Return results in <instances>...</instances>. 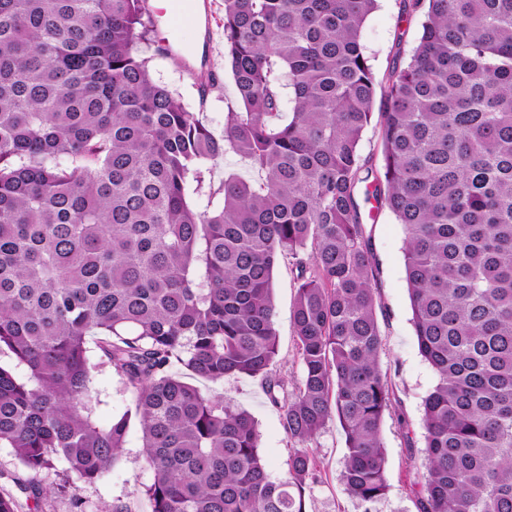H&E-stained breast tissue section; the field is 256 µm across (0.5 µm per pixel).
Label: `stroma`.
Returning a JSON list of instances; mask_svg holds the SVG:
<instances>
[{
    "label": "stroma",
    "mask_w": 512,
    "mask_h": 512,
    "mask_svg": "<svg viewBox=\"0 0 512 512\" xmlns=\"http://www.w3.org/2000/svg\"><path fill=\"white\" fill-rule=\"evenodd\" d=\"M212 46L215 70L222 83L221 92L210 93L207 100L198 97V85L186 72L178 57H161L145 49L150 57L155 81L168 86L181 100L203 105L207 124L215 136L224 133L228 110L239 107L234 84L224 70V0H214ZM419 16H407L402 0H378L362 29V42L376 76H384L396 57H409L420 36ZM366 234L378 261V323L383 339L379 364L388 376L394 393V417L386 418L382 438L386 449V496L376 505V512H418L411 483L415 476L413 449L421 448L423 400L432 388L435 375L419 353L412 323L404 266V230L389 212H381L375 222L366 224ZM297 282L288 263H281L274 275L273 297L276 307L275 327L278 355L272 371L288 383L303 375L297 356L292 327V310ZM88 356L95 369L92 386L100 404L97 419L109 424L113 417L132 408L134 397L100 350L96 337L88 339ZM204 392L218 394L225 401L248 410L257 420L260 446L272 479H282L288 470L292 446L281 424L280 412L266 395L260 378L229 376L224 381L201 382ZM311 449L317 459L318 480L306 492V512H360L340 481L345 455L344 435L336 421H329ZM142 435L138 425H131L123 455L102 479L80 485L76 491L34 501L25 485L29 474L15 460L10 449L0 448V489L15 495L21 512H101L114 501L126 503L130 512H150L142 490L153 480V473L142 454Z\"/></svg>",
    "instance_id": "stroma-1"
}]
</instances>
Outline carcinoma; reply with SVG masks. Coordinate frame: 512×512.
<instances>
[{"mask_svg":"<svg viewBox=\"0 0 512 512\" xmlns=\"http://www.w3.org/2000/svg\"><path fill=\"white\" fill-rule=\"evenodd\" d=\"M377 0H224L241 109L216 137L139 55L144 0H0V447L60 491L103 477L130 421L151 512H306L308 445L336 420L362 512L388 491L366 208L405 233L424 400L419 512H512V0H403L418 45L377 81ZM292 116L279 121L282 87ZM377 118L381 166L360 143ZM235 153L261 175L219 186ZM222 196L216 208L193 197ZM297 271L303 377L272 375L276 268ZM99 337L134 409L95 421ZM262 379L294 446L270 479L257 422L172 371ZM235 175L254 182L259 181V176L240 155L228 153L211 163L210 178L214 186H219L224 178Z\"/></svg>","mask_w":512,"mask_h":512,"instance_id":"carcinoma-1","label":"carcinoma"}]
</instances>
